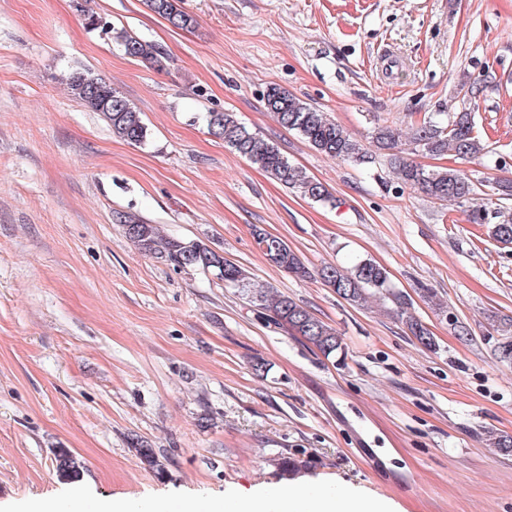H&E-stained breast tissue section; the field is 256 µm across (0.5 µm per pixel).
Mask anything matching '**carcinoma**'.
<instances>
[{
    "instance_id": "1",
    "label": "carcinoma",
    "mask_w": 512,
    "mask_h": 512,
    "mask_svg": "<svg viewBox=\"0 0 512 512\" xmlns=\"http://www.w3.org/2000/svg\"><path fill=\"white\" fill-rule=\"evenodd\" d=\"M147 8L178 29H187L196 19L180 5V0H145ZM115 39L128 57L163 67V53L152 43L121 30ZM69 88L81 104L101 116L112 134L131 144H142L147 139V126L137 107L104 78L89 70L76 69L68 78ZM263 101L267 111L274 114L285 128L295 132L303 141L320 153L332 158L368 163L373 155L340 124L325 113L294 96L287 90L273 86L266 90ZM207 127L224 145L245 157L252 165L269 174L274 180L314 202H330L332 196L320 182L289 162L280 149L242 124L233 112H210L206 115ZM473 109L464 107L453 113L448 124L441 126L433 121L412 129L411 144L431 156H441L449 151L459 159L469 160L485 154L486 147L474 134ZM373 146L379 151H394L402 146L400 135L389 126H378L372 135ZM401 183L419 190L428 197L442 202H459L467 199L474 190L468 174L458 168L430 169L414 161L398 160ZM117 221L122 225L126 238L141 253L160 260L165 265L186 273L201 271L214 274L216 265L224 264L220 280L225 285L239 289L241 295L256 307L265 321L286 329L316 347L326 356L341 349L335 329L313 316L291 298L278 294L268 286L255 283L251 273L217 254L209 241L183 239L161 235L157 225L134 215L121 214ZM467 221L485 224L491 237L505 245L512 244V210L499 206L492 210L481 207L469 210ZM253 237L266 259L296 277H307L309 269L301 257L282 239L268 234L260 227L253 228ZM323 282L336 290L344 300L356 305L367 302L379 294L396 305V316L414 338L424 347H437L433 334L426 325L415 318L408 309L410 301L390 287L386 268L371 260L358 262L350 271L326 265L318 270ZM485 441L491 448L504 455L512 453V436L486 431ZM132 446L143 462L164 475V467L153 449L138 439ZM54 460L58 477L72 481L80 477V463L71 450L57 448ZM313 457L303 452L288 453L278 459L277 467L283 475H295L311 468Z\"/></svg>"
}]
</instances>
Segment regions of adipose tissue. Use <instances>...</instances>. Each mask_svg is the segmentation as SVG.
Segmentation results:
<instances>
[{
  "label": "adipose tissue",
  "instance_id": "obj_1",
  "mask_svg": "<svg viewBox=\"0 0 512 512\" xmlns=\"http://www.w3.org/2000/svg\"><path fill=\"white\" fill-rule=\"evenodd\" d=\"M163 512H388L380 502L334 493L297 488H266L250 498L232 495L206 504L196 500L173 501Z\"/></svg>",
  "mask_w": 512,
  "mask_h": 512
}]
</instances>
